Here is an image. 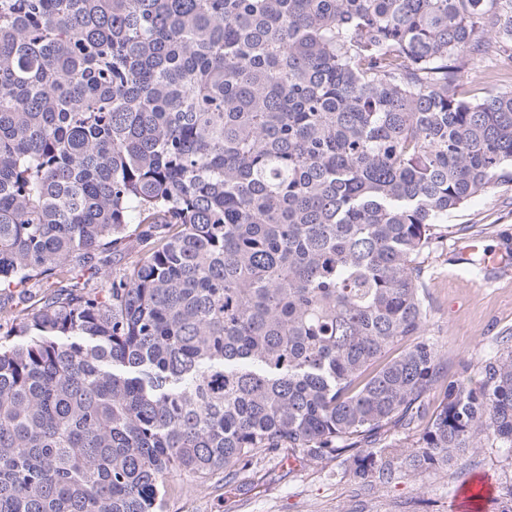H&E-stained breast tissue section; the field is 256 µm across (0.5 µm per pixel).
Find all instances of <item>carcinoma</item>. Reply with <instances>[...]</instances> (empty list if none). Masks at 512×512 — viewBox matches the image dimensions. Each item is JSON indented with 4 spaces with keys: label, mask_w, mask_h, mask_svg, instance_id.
<instances>
[{
    "label": "carcinoma",
    "mask_w": 512,
    "mask_h": 512,
    "mask_svg": "<svg viewBox=\"0 0 512 512\" xmlns=\"http://www.w3.org/2000/svg\"><path fill=\"white\" fill-rule=\"evenodd\" d=\"M478 60L512 75V0H0V286L58 287L0 340V512H163L259 454L367 487L512 454L511 328L425 402V259L512 184ZM131 256L130 253L123 250L114 251L110 261L102 267V273L99 275L98 283L107 285L113 277L122 275L133 260Z\"/></svg>",
    "instance_id": "obj_1"
}]
</instances>
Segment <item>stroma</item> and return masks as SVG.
I'll return each instance as SVG.
<instances>
[{"mask_svg":"<svg viewBox=\"0 0 512 512\" xmlns=\"http://www.w3.org/2000/svg\"><path fill=\"white\" fill-rule=\"evenodd\" d=\"M448 223L425 267L432 297L428 332L448 353L444 372L450 381L473 374L500 347L502 331L512 327V272L493 276L450 260L462 240L455 231L459 224L480 228L477 242L491 251L512 240V184L474 197ZM481 478L491 487L470 512H502L512 493V459L496 448L468 454L451 468L372 487L359 484L336 459L287 461L260 454L237 477L231 495L214 482L177 479L167 512H455L462 490Z\"/></svg>","mask_w":512,"mask_h":512,"instance_id":"obj_1","label":"stroma"}]
</instances>
